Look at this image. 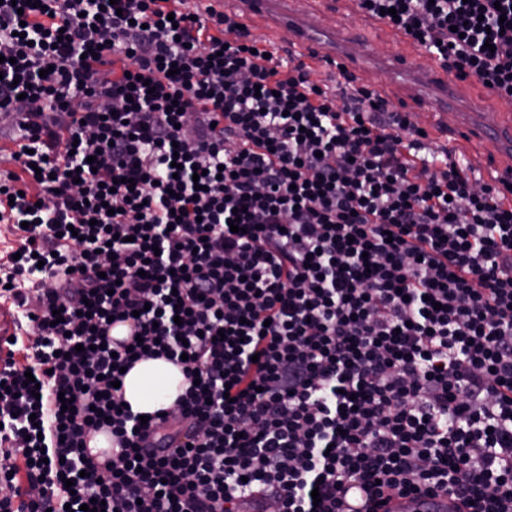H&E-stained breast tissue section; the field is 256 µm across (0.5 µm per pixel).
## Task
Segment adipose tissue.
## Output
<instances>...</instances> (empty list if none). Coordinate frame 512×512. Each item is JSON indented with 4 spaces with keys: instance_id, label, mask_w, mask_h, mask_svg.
<instances>
[{
    "instance_id": "obj_1",
    "label": "adipose tissue",
    "mask_w": 512,
    "mask_h": 512,
    "mask_svg": "<svg viewBox=\"0 0 512 512\" xmlns=\"http://www.w3.org/2000/svg\"><path fill=\"white\" fill-rule=\"evenodd\" d=\"M184 375L163 358L137 362L123 379V398L133 413L150 415L172 407L181 393Z\"/></svg>"
}]
</instances>
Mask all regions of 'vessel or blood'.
<instances>
[{
	"label": "vessel or blood",
	"instance_id": "b4317fda",
	"mask_svg": "<svg viewBox=\"0 0 512 512\" xmlns=\"http://www.w3.org/2000/svg\"><path fill=\"white\" fill-rule=\"evenodd\" d=\"M242 21L261 19L266 36L272 42L287 39L290 51L302 52L312 40L322 42V48L312 61L315 68L365 70L374 59L372 43L348 37L340 25L325 26L315 14L301 8V0H234ZM391 67L404 82L417 91L423 109L430 118L432 133L448 135L449 142L461 152L482 151L484 156L512 153V126L483 122L486 99L470 100L467 113L452 112L459 98L460 81L437 61L422 63L420 55H390ZM483 181L505 189V198L512 202V166L497 164L480 170ZM391 512H457L456 500L448 495L393 499Z\"/></svg>",
	"mask_w": 512,
	"mask_h": 512
}]
</instances>
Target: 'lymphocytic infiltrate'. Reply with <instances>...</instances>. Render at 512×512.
<instances>
[{
    "label": "lymphocytic infiltrate",
    "mask_w": 512,
    "mask_h": 512,
    "mask_svg": "<svg viewBox=\"0 0 512 512\" xmlns=\"http://www.w3.org/2000/svg\"><path fill=\"white\" fill-rule=\"evenodd\" d=\"M358 4L512 101V0ZM238 23L0 0V221L23 227L0 297L31 363L0 372V512H512V204ZM160 357L187 385L143 422L116 383ZM161 421L188 426L167 454ZM393 512H456L457 501L446 494L433 497L395 498L390 504Z\"/></svg>",
    "instance_id": "f902f5d3"
}]
</instances>
